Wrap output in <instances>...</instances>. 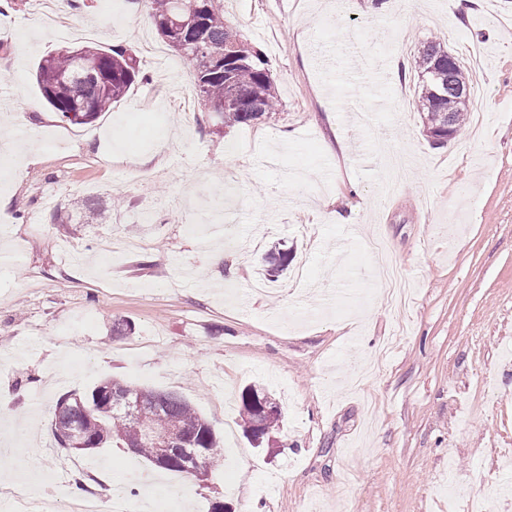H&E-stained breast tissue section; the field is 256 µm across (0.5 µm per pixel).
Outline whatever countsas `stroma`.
Returning <instances> with one entry per match:
<instances>
[{"label":"stroma","mask_w":512,"mask_h":512,"mask_svg":"<svg viewBox=\"0 0 512 512\" xmlns=\"http://www.w3.org/2000/svg\"><path fill=\"white\" fill-rule=\"evenodd\" d=\"M76 2L64 19L92 37L34 41L33 0L0 11V58L16 62L0 71V455L28 502L78 512L75 482L106 500L118 478L150 512H467L480 490L487 512H512V0H384L371 19L336 0H224L280 95L233 128L175 52L148 55L163 43L148 0ZM434 38L479 50L486 72L469 105L482 130L442 147L414 102L413 55ZM89 44L125 46L150 80L76 125L35 71ZM76 197L112 205L111 223H56ZM277 247L289 268L254 294ZM219 250L241 255L236 272ZM121 320L132 331L113 335ZM110 379L205 417L221 437L209 477L60 448L57 400ZM252 383L282 409L258 448L240 416Z\"/></svg>","instance_id":"stroma-1"}]
</instances>
